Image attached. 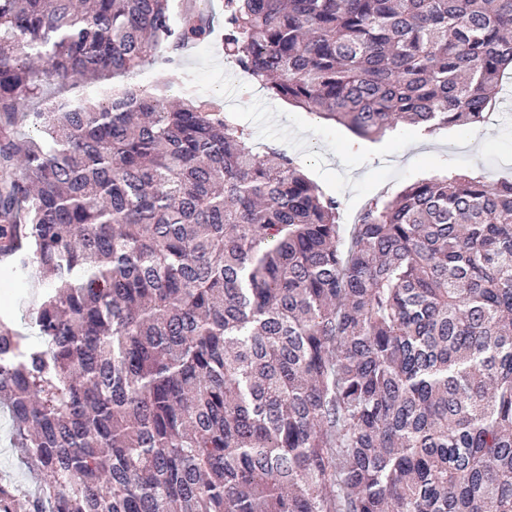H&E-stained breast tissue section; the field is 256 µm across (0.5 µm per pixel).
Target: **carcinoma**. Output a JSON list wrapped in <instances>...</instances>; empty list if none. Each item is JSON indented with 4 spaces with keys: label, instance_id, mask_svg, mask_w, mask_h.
Here are the masks:
<instances>
[{
    "label": "carcinoma",
    "instance_id": "carcinoma-1",
    "mask_svg": "<svg viewBox=\"0 0 512 512\" xmlns=\"http://www.w3.org/2000/svg\"><path fill=\"white\" fill-rule=\"evenodd\" d=\"M212 34L169 0H0V255L45 285L40 345L0 322L32 482L0 512H512V180L416 181L345 241L214 99L26 110ZM223 41L360 138L431 134L494 110L512 0H224Z\"/></svg>",
    "mask_w": 512,
    "mask_h": 512
}]
</instances>
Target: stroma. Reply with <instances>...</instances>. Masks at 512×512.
Returning <instances> with one entry per match:
<instances>
[{
	"label": "stroma",
	"instance_id": "obj_1",
	"mask_svg": "<svg viewBox=\"0 0 512 512\" xmlns=\"http://www.w3.org/2000/svg\"><path fill=\"white\" fill-rule=\"evenodd\" d=\"M180 70L195 80L199 96L221 100L226 115L249 128L256 153L276 145L300 155L307 176L341 197L347 219L374 196L395 194L413 181L450 169L484 175L492 182L512 180V78L503 82L498 120L483 127H451L425 137L416 127L400 124L394 133L372 141L271 96L225 56L220 33L189 48ZM112 86L147 89L172 101L181 95L179 84L155 63L94 86L69 85L62 95L95 103L102 99L103 89ZM10 264L9 258L0 257V289L12 291L9 302L0 303V322L33 341L37 331L29 327L28 315L41 297L43 283L34 271L24 286H17L3 274Z\"/></svg>",
	"mask_w": 512,
	"mask_h": 512
}]
</instances>
